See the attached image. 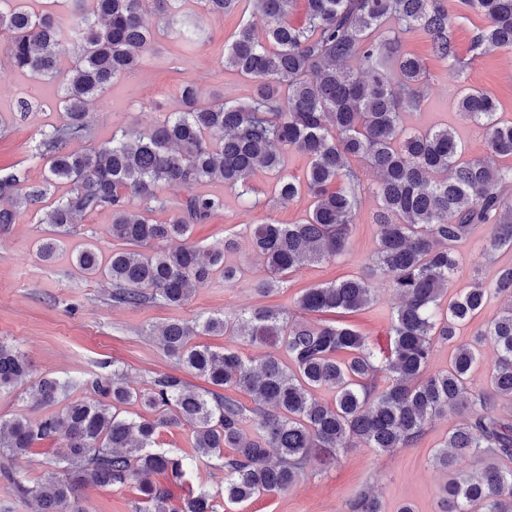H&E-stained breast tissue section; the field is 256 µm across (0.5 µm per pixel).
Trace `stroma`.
Here are the masks:
<instances>
[{"instance_id":"stroma-1","label":"stroma","mask_w":512,"mask_h":512,"mask_svg":"<svg viewBox=\"0 0 512 512\" xmlns=\"http://www.w3.org/2000/svg\"><path fill=\"white\" fill-rule=\"evenodd\" d=\"M180 12L204 30L203 45L187 50L169 33L158 31L155 49L144 57L139 69L116 79L91 104L92 143L110 139L121 128L149 129L162 113L178 111L181 86L187 80L197 83L208 99L232 101L247 94L244 78L224 65V41L244 19L253 22L256 29H263V18L254 14L248 2L239 12L220 18L206 14L200 0H181ZM481 24V17L472 13L460 14L454 21L458 54L466 64V80L462 83L451 76L447 63L431 54L420 32L405 35L406 49L425 63L426 79L420 108L405 112L403 120L410 128L451 127L464 145L467 158L487 159L502 167L512 164V159L490 155L479 129L462 120L454 108L462 86H474L497 100L503 119L512 120V52L492 50L474 54L471 40ZM32 97L38 99V107L28 112L17 111L19 100ZM61 120L57 80H36L11 71L0 74V175L20 168L26 170L29 180L41 181L44 171L31 157L41 133ZM250 182L256 190V205L251 209L222 182L200 186V193L220 198L223 206L205 222L192 225L189 241L207 249L222 245L225 237H234L239 247L228 259L242 267L244 276L234 285L214 277L179 307L113 305L111 286L106 280L79 273L75 265L79 248L92 244L107 255L118 246L108 233L112 222L110 210L86 215L48 261L40 258L37 246L53 236V226L39 223L31 211L19 210L15 224L0 232V339L25 354L31 379L54 376L72 381L69 397L73 400H94L95 395L85 382L104 373L109 362L125 372L134 388L142 387L159 373H180L189 384L204 387L203 379L182 373L174 359L164 355L148 334L151 326L191 322L216 312H240L258 306H274L299 316L295 302L301 289L359 273L377 244L372 215L378 201L368 193L361 199L356 228L342 256L305 265L289 277L286 288L279 293L261 296L254 285L266 277L267 271L252 251L245 225L263 219L297 223L306 216L311 200L303 195L286 204L274 203L273 178L262 169L252 174ZM488 233L487 225H476L461 244L462 259L454 288L467 286L476 276L491 281L499 266L512 262L510 250L499 251L490 258L484 256ZM374 287V305L349 315L348 321L383 347L389 341L388 317L396 299L385 282H375ZM455 421L452 415L435 418L426 426L420 442L411 448L391 452L361 446L347 449L333 468L322 471L317 464H309L287 491L242 505L227 504L221 494L224 470L220 460L202 464L200 479L215 492L217 512H347L350 499L366 487L379 494L385 512H397L404 501L412 502L415 512H437L438 488L444 476L433 467L432 454ZM59 445L56 439L37 443L29 454L12 460L13 471L30 484L48 478L54 471L49 463L52 450ZM138 501L139 493L131 483L119 489H88L80 507L82 512H136Z\"/></svg>"}]
</instances>
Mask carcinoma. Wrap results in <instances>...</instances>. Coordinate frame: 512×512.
Segmentation results:
<instances>
[{
	"mask_svg": "<svg viewBox=\"0 0 512 512\" xmlns=\"http://www.w3.org/2000/svg\"><path fill=\"white\" fill-rule=\"evenodd\" d=\"M267 22L259 36L246 21L224 45V65L251 81L250 93L234 103L204 101L199 86L182 87L181 110L169 112L147 132L122 131L84 150L72 144L90 136L89 105L117 77L139 68L153 49L155 33L143 22L148 12L163 19L186 47L203 41L201 31L177 19L179 0H73L68 17L18 7L0 0L3 54L10 69L33 79L61 76L60 124L41 133L33 159L44 164L40 183L21 171L0 176V231L15 223L17 210L40 213L54 182L70 194L46 212L45 223L68 231L88 213L112 211L110 234L124 247L104 260L93 248L76 255L80 272L101 275L112 285V303L139 307L186 303L195 288L220 273L224 284L242 278L226 262L233 238L206 251L188 243L193 224L205 221L222 201L194 188L219 180L250 203L251 175L274 173L281 204L305 192L308 216L298 224L246 225L254 251L268 267L256 292L270 296L288 274L309 263L331 261L349 246L364 192L358 158L375 170L379 208L377 247L361 273L339 283L305 288L300 310L319 315L314 323L291 321L278 309L222 312L194 323L169 322L152 331L155 342L183 369L212 389L197 392L175 374H158L142 389L130 387L115 369L98 376L94 402L70 401L68 381L43 377L27 391L40 405L64 403L37 419H0V454L15 458L46 439L57 474L28 486L8 468L0 474L19 494L32 497L36 512H80L89 488L137 485L140 512H216L214 497L200 487L182 504L155 477L181 479L197 463L224 460V499L241 504L288 490L311 460L329 468L347 448L360 443L380 452L420 441L435 416L457 414L432 455L450 474L442 489L441 512H512V264L486 284L475 278L444 304L459 266L458 247L471 228L488 224L485 254L512 250V165L491 167L468 159L448 127L408 129L403 114L421 105L426 77L423 60L404 48L403 36L421 32L436 58L462 79L465 65L453 34L455 15L483 18L472 50H512V0H304V19H288L293 0H200L222 17L242 2ZM456 109L477 124L488 150L512 157V121L500 120L494 98L465 89ZM291 149L307 155L300 182L285 171ZM186 189L164 223L146 216L165 207L159 191ZM143 209H132L133 201ZM381 277L398 303L389 315V343L376 348L355 327L324 315L351 314L375 301L372 280ZM492 295L509 305L482 324L468 342L461 327ZM201 334L240 338L256 348L274 347L245 358L231 348L193 342ZM491 343L496 359L486 372L488 388L473 387L481 347ZM437 344L453 348L448 368L427 373ZM29 376L24 354L0 342V389ZM328 387L323 402L315 391ZM249 394L248 407L230 392ZM138 403L148 415L126 414ZM188 427L194 453L157 449L161 432ZM229 454H224V449ZM470 457L483 463L472 475L459 468ZM350 512H382L379 496L359 491Z\"/></svg>",
	"mask_w": 512,
	"mask_h": 512,
	"instance_id": "obj_1",
	"label": "carcinoma"
}]
</instances>
